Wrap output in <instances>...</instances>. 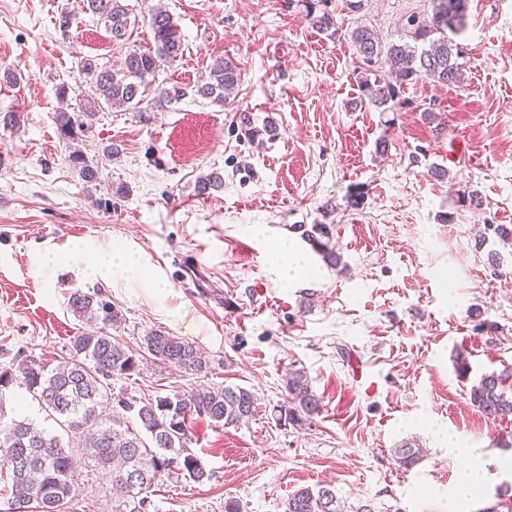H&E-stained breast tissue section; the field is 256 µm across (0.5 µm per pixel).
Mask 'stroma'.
<instances>
[{
    "instance_id": "stroma-1",
    "label": "stroma",
    "mask_w": 512,
    "mask_h": 512,
    "mask_svg": "<svg viewBox=\"0 0 512 512\" xmlns=\"http://www.w3.org/2000/svg\"><path fill=\"white\" fill-rule=\"evenodd\" d=\"M136 20L114 40L77 0H0V367L25 355L68 356L83 324L74 291L102 290L119 312L113 339L142 347L154 330L195 341L207 376L151 365L115 379L126 398L241 386L258 399L248 423L194 420L188 449L208 477L163 478L149 512H283L288 494L331 487L346 508L485 512L512 501V416L493 422L469 392L512 372V0H469L464 79H420L383 112L362 104L364 65L350 33L403 36L430 0H330L340 31H317L289 0H126ZM165 6L184 36L157 84L195 86L232 59L231 104L187 97L141 121L99 112L69 140L56 116L91 95L82 57L122 72L154 46L146 19ZM73 12L69 33L57 20ZM68 82V101L56 87ZM270 124L252 139L241 123ZM81 151L98 171L82 179ZM222 186L199 195V183ZM476 203H469V196ZM326 224L329 265L301 228ZM131 254L107 277L85 274L75 248ZM50 254L55 265L39 260ZM304 370L317 414L282 424L289 369ZM420 449L402 466L397 449ZM69 512H112L113 491L83 449Z\"/></svg>"
}]
</instances>
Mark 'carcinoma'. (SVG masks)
Returning <instances> with one entry per match:
<instances>
[{"instance_id": "1", "label": "carcinoma", "mask_w": 512, "mask_h": 512, "mask_svg": "<svg viewBox=\"0 0 512 512\" xmlns=\"http://www.w3.org/2000/svg\"><path fill=\"white\" fill-rule=\"evenodd\" d=\"M81 10L104 22L112 37H126L131 23L124 0H80ZM306 17L321 32L338 33L335 17L318 9L315 0H306ZM469 0H432L431 13L411 20V28L397 42L381 44L373 30L358 27L351 39L359 56L375 67L373 76L362 80L368 104L389 109L400 91L427 77L437 83L457 84L460 79L462 50L452 35L465 27ZM154 50L128 54L122 74L99 66L93 58H82L78 68L93 88V97L80 112H60L57 124L61 135L75 138L90 131L88 123L96 115V104L130 105L139 118L150 120L153 108L177 103L188 95L186 88L160 87L152 107L141 106L140 88L159 73L162 65L183 55L184 36L173 16L155 9L149 18ZM241 80L238 64L227 59L216 64L195 93L224 105L234 95ZM70 164L82 176L95 179L94 170L76 152L68 155ZM308 240L332 263L338 258L329 242L326 224H313L303 231ZM72 314L90 322L96 329L71 339L69 356L58 364L33 355L0 370V465L8 473L5 512H68L75 496L72 449L82 448L102 478L125 493L113 505V512H146L148 493L164 475L180 474L200 482L206 471L200 460L188 451L191 424L205 417L218 426L237 425L256 412L254 394L240 386L201 385L189 396L178 393L156 399H118L112 411L105 412L112 398L111 380L140 374L143 360L192 375H205L208 360L194 342L169 332L155 330L136 352L114 340L108 328L119 319L118 311L102 293L74 292L69 300ZM506 375H486L470 390V402L486 418L512 416V393L505 388ZM19 386L37 402L55 429L41 427L27 418H7L6 392ZM288 404L280 414L288 422H299L319 410L304 371L288 372ZM179 456L182 463L171 466ZM284 512H344L332 489L313 491L300 488L288 496Z\"/></svg>"}]
</instances>
